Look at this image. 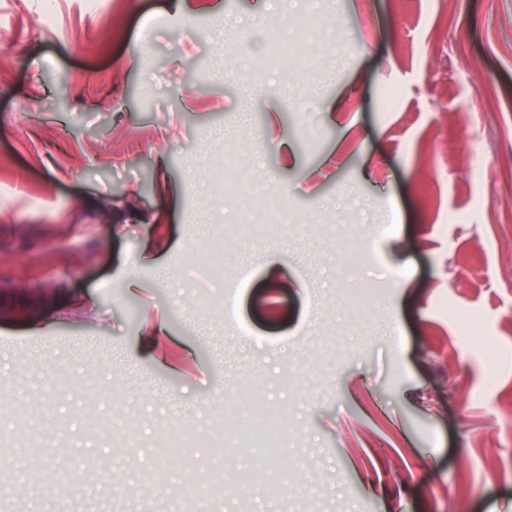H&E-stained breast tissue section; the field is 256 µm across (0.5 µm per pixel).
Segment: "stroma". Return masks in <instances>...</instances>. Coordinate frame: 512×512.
<instances>
[{
	"instance_id": "35a3bbf8",
	"label": "stroma",
	"mask_w": 512,
	"mask_h": 512,
	"mask_svg": "<svg viewBox=\"0 0 512 512\" xmlns=\"http://www.w3.org/2000/svg\"><path fill=\"white\" fill-rule=\"evenodd\" d=\"M112 2L0 0L8 512H512V0H130L111 30ZM231 146L292 224L210 196ZM261 410L280 444L216 470ZM176 422L196 445L162 455ZM283 432L284 427L280 416L277 413H267L258 416L248 424L215 435L209 448H224V442L231 438L241 445H249L263 437H279Z\"/></svg>"
}]
</instances>
